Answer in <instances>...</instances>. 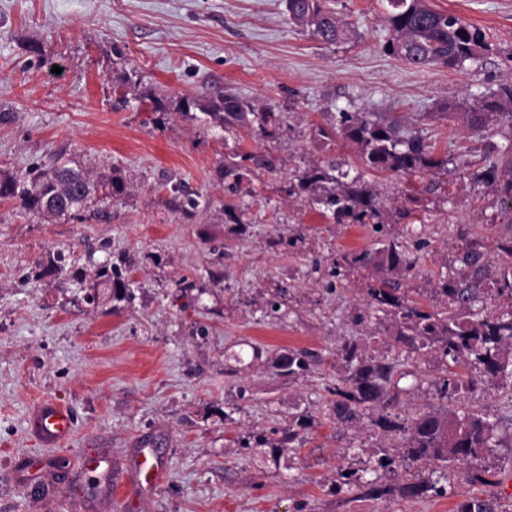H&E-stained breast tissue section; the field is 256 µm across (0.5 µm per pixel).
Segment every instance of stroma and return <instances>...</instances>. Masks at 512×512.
<instances>
[{
    "label": "stroma",
    "mask_w": 512,
    "mask_h": 512,
    "mask_svg": "<svg viewBox=\"0 0 512 512\" xmlns=\"http://www.w3.org/2000/svg\"><path fill=\"white\" fill-rule=\"evenodd\" d=\"M426 2L485 29L498 53L465 69L408 66L383 50L381 0H336L349 36L335 45L290 23L282 0H0V177L61 155L126 186L81 221L0 200V512H454L471 495L493 496L512 512V447L484 456L494 485L452 473L446 496L383 502L332 490L338 467H371L382 442L365 422L338 427L325 415L337 346L376 323L366 305L375 274L328 278L337 250L378 236L420 242L408 285L434 310L445 305L436 284L466 271L465 239L485 241L486 285L506 266L494 246L512 226L492 191L472 181L486 144L501 135L474 134L435 112L512 76V0ZM221 93L285 120L263 140L228 141L179 112L183 98ZM342 112L397 117L448 157L433 192L426 177L370 175L389 210L419 198L410 217L378 235L368 225L328 223L287 192L296 174L329 159L359 170L349 144L323 149L312 137ZM229 149L269 150L279 171L249 172L229 195L219 174ZM178 182L200 195L194 212L171 207ZM231 200L246 209L245 234L230 230ZM60 249L67 266L42 275ZM122 260L132 299L88 303L99 268ZM280 287L285 311L268 314ZM288 348L321 352L326 362L298 378L276 376L272 360ZM46 397L74 415L64 446L42 445L29 430ZM228 403L238 407L229 422ZM303 410L315 425L279 465L237 446L238 435ZM143 444L165 470L147 492L105 489L85 466L107 452L122 472ZM32 460L54 464L33 488L20 478L21 463Z\"/></svg>",
    "instance_id": "35a3bbf8"
}]
</instances>
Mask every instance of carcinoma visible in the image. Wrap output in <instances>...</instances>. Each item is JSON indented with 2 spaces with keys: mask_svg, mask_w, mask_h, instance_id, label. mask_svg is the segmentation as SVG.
Listing matches in <instances>:
<instances>
[{
  "mask_svg": "<svg viewBox=\"0 0 512 512\" xmlns=\"http://www.w3.org/2000/svg\"><path fill=\"white\" fill-rule=\"evenodd\" d=\"M332 2L284 0L290 22L330 45L347 36ZM386 4L384 20L390 37L383 49L415 68L443 65L461 69L468 62L476 64L498 51L485 31L454 14L431 9L426 0H386ZM192 109L227 133L244 131L255 138L269 136L270 128L280 124L276 112L258 108L234 94L184 98L180 110L186 113ZM439 111L477 134L491 125L512 134V81L499 85L478 101H454ZM333 134L354 147L361 165L371 174L424 177L448 170V156L436 154L432 143L399 120L368 112H341L332 130L320 126L314 131L322 141ZM253 167L273 173L276 160L263 152L225 156L221 175L227 189L234 190ZM474 181L493 190L499 197L501 215L512 224V149L487 156L482 170L474 173ZM171 190L170 202L175 207L187 212L200 205L180 185H173ZM123 192L119 177L110 175L95 183L78 166L59 158L36 168L29 177L0 179V199L14 200L24 212L38 216L45 215L51 204L56 219L77 217L91 210L94 203L112 200ZM288 194L307 195L312 205L336 224L376 227L391 223L393 218L364 175L352 177L332 160L297 175ZM224 214L240 231L247 224L245 211L234 202L224 204ZM495 248L511 262L496 292L512 298V234L499 238ZM419 250V244L411 249L394 238H378L369 248L339 255L328 272V276L338 277L341 268L356 267L378 274V286L368 292V306L393 317L392 327H377L367 336L348 339L336 347L339 369L335 382L327 388V416L336 425L351 424L366 416L374 429L397 441L396 454L387 446L377 448L372 471L396 476L399 486L393 489L352 469L336 482L334 493L354 490L356 501L382 500L394 490L404 500L446 495L439 481L422 477V469L429 467L444 476L452 470L473 485H490L495 476L482 464L486 450L492 447L495 422L467 409L464 402L478 385L492 382L503 390L507 406L512 407V311L488 313L476 307L483 293L480 262L485 250L479 238L465 240L463 261L471 268L469 276L449 278L436 289L446 298V309L435 312L410 297L398 285L399 281L416 276ZM101 276L112 296L127 295L120 268L107 265ZM428 355L439 357L443 364L441 375L433 381L437 403L402 416L397 408L406 394L399 386L408 375L405 361L416 363ZM321 364L319 353L290 348L275 357L272 367L276 375L291 379ZM314 421L308 412L297 413L288 420V428L271 430L275 437L269 439L256 432L243 438L240 445L264 449L276 465L283 455L302 447ZM455 512H500V504L491 497L473 495L460 501Z\"/></svg>",
  "mask_w": 512,
  "mask_h": 512,
  "instance_id": "obj_1",
  "label": "carcinoma"
}]
</instances>
